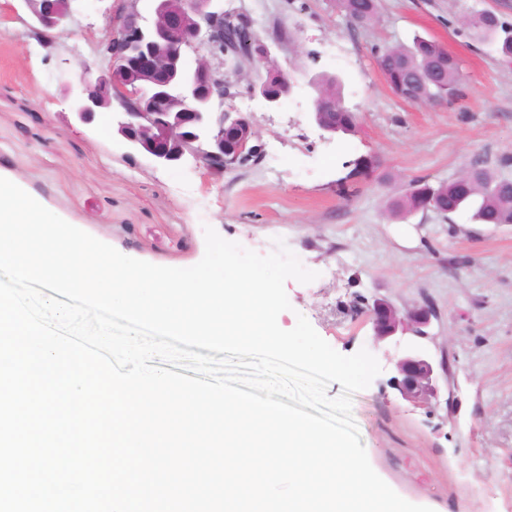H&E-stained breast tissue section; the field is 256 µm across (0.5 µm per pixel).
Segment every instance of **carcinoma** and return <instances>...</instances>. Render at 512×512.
<instances>
[{
	"instance_id": "carcinoma-1",
	"label": "carcinoma",
	"mask_w": 512,
	"mask_h": 512,
	"mask_svg": "<svg viewBox=\"0 0 512 512\" xmlns=\"http://www.w3.org/2000/svg\"><path fill=\"white\" fill-rule=\"evenodd\" d=\"M336 8L355 26L370 24L378 16L377 0H336ZM467 27L479 40L489 36L483 13L469 16ZM376 64L392 93L405 101L452 102L460 94L459 64L434 40L416 38L410 47H388L377 54ZM316 98L322 100V119L328 126L344 135L358 132L359 116L345 106L337 77L320 78ZM462 176L473 183L469 193L459 189L457 178L436 184L415 179L403 196L390 202L388 211L405 217L432 210L446 217L467 210L476 224H512V180L495 178L478 166Z\"/></svg>"
}]
</instances>
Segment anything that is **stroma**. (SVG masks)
<instances>
[{
	"label": "stroma",
	"instance_id": "35a3bbf8",
	"mask_svg": "<svg viewBox=\"0 0 512 512\" xmlns=\"http://www.w3.org/2000/svg\"><path fill=\"white\" fill-rule=\"evenodd\" d=\"M120 0H73L67 31L45 36L19 0H0V177L122 254L190 267L204 229L260 254L284 242L318 277L290 279L278 317L305 316L336 351L366 348L381 365L352 397V415L376 473L405 500L433 512H512V224H475L468 213L390 217L408 184L458 177L474 162L512 180V64L473 40L463 16L488 11L512 24V0H379V17L351 25L334 0H224L255 19L294 86L268 109L243 62L225 107L251 114L258 159L207 183L193 157L161 166L131 153L102 124L76 122L65 88L103 66L99 38ZM442 44L458 61L461 96L450 104L395 96L373 52ZM341 77L356 135L332 137L312 119L311 84ZM361 158L376 162L357 172ZM429 304L428 349L445 361L456 407L417 408L388 380L402 344L374 347L357 296Z\"/></svg>",
	"mask_w": 512,
	"mask_h": 512
}]
</instances>
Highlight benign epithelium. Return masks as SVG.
<instances>
[{
	"label": "benign epithelium",
	"instance_id": "benign-epithelium-1",
	"mask_svg": "<svg viewBox=\"0 0 512 512\" xmlns=\"http://www.w3.org/2000/svg\"><path fill=\"white\" fill-rule=\"evenodd\" d=\"M32 19L45 30L62 28L71 18L72 0H20ZM140 0H122L110 16L102 43L104 66L96 80L83 78L67 86L69 111L82 124L110 121L129 148L156 163L172 166L193 157L216 182L224 172L257 156V137L250 115L224 108L229 85L224 75V54L231 51L249 61H272L271 50L258 39L237 42L224 34V6L217 0H155V17L144 23ZM195 64L187 62L188 52ZM267 107L275 109L292 90L287 82L279 93L265 85L253 87ZM121 109L114 115L113 104ZM355 316L372 325L376 347L397 336L410 335L394 362L389 386L415 407L440 404L442 387L435 363L424 345L435 310L412 305L402 309L381 297H358Z\"/></svg>",
	"mask_w": 512,
	"mask_h": 512
}]
</instances>
